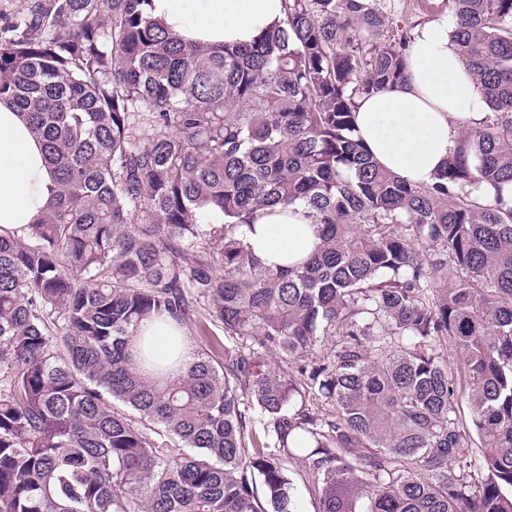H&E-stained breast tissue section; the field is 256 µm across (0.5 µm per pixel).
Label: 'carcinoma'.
Wrapping results in <instances>:
<instances>
[{"label": "carcinoma", "mask_w": 512, "mask_h": 512, "mask_svg": "<svg viewBox=\"0 0 512 512\" xmlns=\"http://www.w3.org/2000/svg\"><path fill=\"white\" fill-rule=\"evenodd\" d=\"M149 3L39 0L0 37V102L55 183L0 234V512H296L290 459L318 512H512V202L473 195L512 183V0H451L489 115L420 186L353 137L358 99L406 77L385 0H284L222 48ZM296 203L322 244L267 268L240 230ZM201 305L224 365L135 348Z\"/></svg>", "instance_id": "1"}]
</instances>
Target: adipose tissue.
I'll return each mask as SVG.
<instances>
[{
  "label": "adipose tissue",
  "mask_w": 512,
  "mask_h": 512,
  "mask_svg": "<svg viewBox=\"0 0 512 512\" xmlns=\"http://www.w3.org/2000/svg\"><path fill=\"white\" fill-rule=\"evenodd\" d=\"M150 13L187 41L246 45L283 20L284 0H152ZM487 111L442 16L413 33L404 82L359 99L354 136L402 180L429 184L463 130L480 127ZM52 189L40 143L17 111L0 104V234L31 223ZM241 235L273 269L300 262L320 243L319 228L300 203L258 212Z\"/></svg>",
  "instance_id": "1"
}]
</instances>
